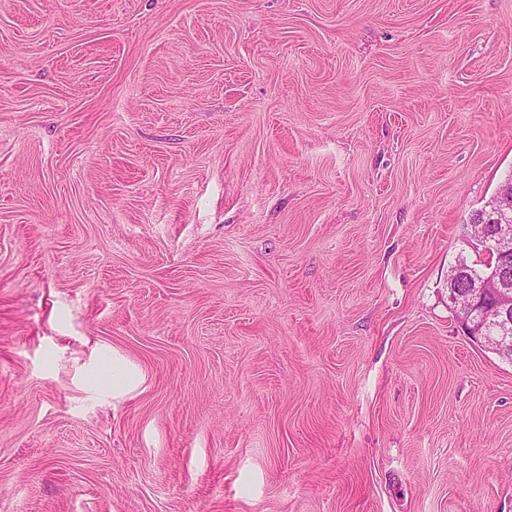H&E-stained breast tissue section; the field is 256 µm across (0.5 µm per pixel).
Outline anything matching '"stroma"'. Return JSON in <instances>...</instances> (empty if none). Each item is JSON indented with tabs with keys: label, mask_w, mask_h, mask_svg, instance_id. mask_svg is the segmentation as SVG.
<instances>
[{
	"label": "stroma",
	"mask_w": 512,
	"mask_h": 512,
	"mask_svg": "<svg viewBox=\"0 0 512 512\" xmlns=\"http://www.w3.org/2000/svg\"><path fill=\"white\" fill-rule=\"evenodd\" d=\"M511 173L512 0H0V512H512ZM494 205L498 213L506 217L500 224L492 221L483 223L478 219V215L483 213V208L474 211L470 217L471 235L473 239H476L478 236L473 230L475 224H486L487 226L497 224L494 229V234L489 236L483 234L478 241V243L484 246L486 251L492 252V255L489 256L487 263L481 264V268L475 267L478 264L469 265L464 258L458 259V263L452 268L451 274L448 277V288H455L457 286L461 287V289L480 288L483 281L489 277L494 270L496 271L498 265L502 263L501 257L497 254H501L502 256L510 255L512 251V224H510L512 221V195L507 192L501 193L494 201ZM478 243H475L477 249L482 247ZM481 250H483V247ZM509 269L510 267L508 268L507 265H502L500 269L496 271L494 279L487 286V288L500 291V300L497 303L494 304L495 301L493 297L488 298L487 306L490 307L494 305L487 313V317H491V320L501 328L503 335L511 333L512 336V276L511 269L510 273ZM509 274L510 280L507 288H509L511 292L503 288V283L508 280ZM511 336H483V339L487 341V343H490L499 355L512 360Z\"/></svg>",
	"instance_id": "stroma-1"
}]
</instances>
